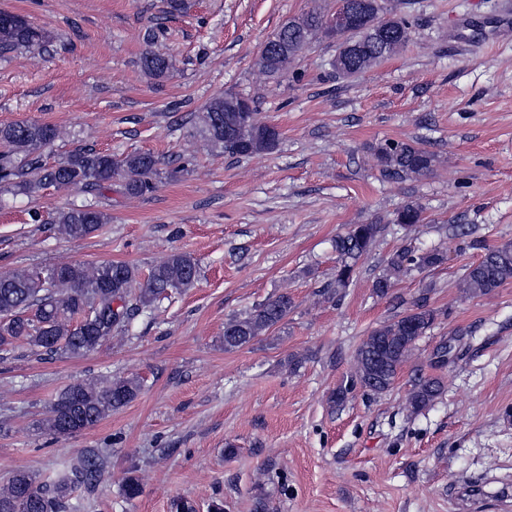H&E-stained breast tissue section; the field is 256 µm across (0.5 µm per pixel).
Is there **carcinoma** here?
<instances>
[{"label":"carcinoma","mask_w":512,"mask_h":512,"mask_svg":"<svg viewBox=\"0 0 512 512\" xmlns=\"http://www.w3.org/2000/svg\"><path fill=\"white\" fill-rule=\"evenodd\" d=\"M378 7L365 0H349L359 8L360 25L336 38V55L330 62L344 78L365 71L384 58L381 47L369 37L384 19V0ZM327 14L314 9L283 24L263 44L255 65L269 76L279 77L286 64L301 56L321 33ZM52 35L25 17L0 10V56L17 50L39 53ZM143 73L153 79L172 68L169 55L154 50L140 58ZM246 98L226 93L210 100L192 121L209 140L232 157H251L272 151L279 142L278 129L259 119L255 109L242 111ZM59 137L56 126L38 121L0 124V184L33 195L48 185L74 187L83 194L79 203L56 212L52 223L72 241L83 240L109 223L101 198L112 190V180L122 176L119 192L141 196L155 188L160 160L150 152L134 151L114 156L93 148H80L48 167L42 153ZM380 176L388 181L418 180L431 174L437 156L413 143L386 140L369 147ZM424 209L408 203L394 223L410 235L424 223ZM388 232L386 224H351L336 237L340 258L333 283L325 294L340 297L349 287L359 261ZM447 259L440 249H414L404 245L393 251L384 272L372 284L379 298L391 296L397 282L412 271H426ZM199 276L196 260L172 252L156 264L145 279L139 268L127 262H107L89 267L75 262L51 266L40 272L14 270L0 273V351L19 344L31 353L52 358L78 357L97 350L112 332L128 329L139 315L152 311L170 292L194 286ZM512 281V243L483 247L478 262L466 266L459 288L469 298L489 295ZM294 302L286 292L255 305L224 324V350L241 348L283 322ZM439 310L422 294L411 308L369 331L356 351L355 370L330 396L342 405L359 389L377 396L394 387L400 368L433 328ZM141 390L135 378L90 379L68 385L59 392L44 420L45 429L66 438L90 428L133 400ZM444 391L439 375L413 370L406 393L408 410H429ZM106 450L89 449L66 459L54 476L44 480L28 471H16L0 486V512H70L71 495L96 485L103 474Z\"/></svg>","instance_id":"1"}]
</instances>
